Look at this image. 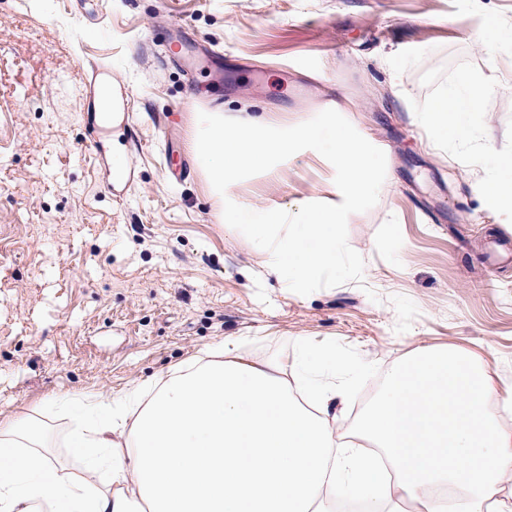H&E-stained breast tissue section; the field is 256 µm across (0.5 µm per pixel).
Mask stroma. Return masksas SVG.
Wrapping results in <instances>:
<instances>
[{
    "instance_id": "1",
    "label": "stroma",
    "mask_w": 512,
    "mask_h": 512,
    "mask_svg": "<svg viewBox=\"0 0 512 512\" xmlns=\"http://www.w3.org/2000/svg\"><path fill=\"white\" fill-rule=\"evenodd\" d=\"M483 96L470 145L424 122L464 75ZM111 77L124 103L100 124ZM337 109L386 155L370 210L350 215L362 283L301 296L256 275L224 232L185 145L192 113L269 112L289 125ZM127 171L112 177V147ZM512 155V0H0V420L39 413L78 468L60 400H124L226 343L360 373L337 400L352 433L387 373L422 346L480 355L512 379V217L479 184ZM323 156L299 152L239 181L245 200L328 195ZM113 94L110 87V82L107 81L100 87L97 97V112H101L102 119L105 121H109L112 119V123L118 120V114L120 112V105L118 103L117 107L114 103L113 106Z\"/></svg>"
}]
</instances>
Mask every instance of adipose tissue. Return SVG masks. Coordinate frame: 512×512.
I'll return each mask as SVG.
<instances>
[{"label":"adipose tissue","instance_id":"1","mask_svg":"<svg viewBox=\"0 0 512 512\" xmlns=\"http://www.w3.org/2000/svg\"><path fill=\"white\" fill-rule=\"evenodd\" d=\"M501 82L461 78L429 127L468 140L480 97ZM339 372L332 380L305 368L299 395L279 359L220 344L121 403L71 399L77 473L55 462L43 421H0V512H324L336 495L365 500V512H398L391 481L415 512H446L437 487L461 491L455 512H512V429L495 416L512 410V383L478 355L417 349L388 374L355 443L334 439L329 404L357 376Z\"/></svg>","mask_w":512,"mask_h":512}]
</instances>
